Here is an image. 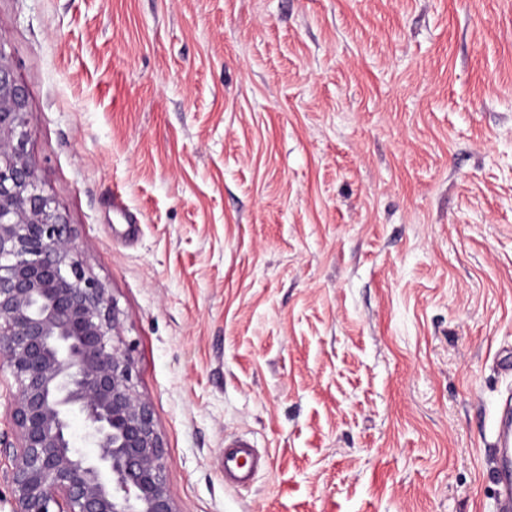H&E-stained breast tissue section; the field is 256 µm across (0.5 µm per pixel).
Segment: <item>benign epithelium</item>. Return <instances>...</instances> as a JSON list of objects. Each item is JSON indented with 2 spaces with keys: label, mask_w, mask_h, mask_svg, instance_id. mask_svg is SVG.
Segmentation results:
<instances>
[{
  "label": "benign epithelium",
  "mask_w": 512,
  "mask_h": 512,
  "mask_svg": "<svg viewBox=\"0 0 512 512\" xmlns=\"http://www.w3.org/2000/svg\"><path fill=\"white\" fill-rule=\"evenodd\" d=\"M25 102L0 45V368L18 384L14 512H177L117 305L86 275L69 225L38 185ZM77 417L92 455L76 446Z\"/></svg>",
  "instance_id": "obj_1"
}]
</instances>
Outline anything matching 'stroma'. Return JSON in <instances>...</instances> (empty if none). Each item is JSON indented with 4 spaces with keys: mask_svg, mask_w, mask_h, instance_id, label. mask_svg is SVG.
I'll list each match as a JSON object with an SVG mask.
<instances>
[{
    "mask_svg": "<svg viewBox=\"0 0 512 512\" xmlns=\"http://www.w3.org/2000/svg\"><path fill=\"white\" fill-rule=\"evenodd\" d=\"M0 47L177 512H489L512 0H0ZM224 483L247 485L261 465V456L256 453L253 443L246 438L224 442Z\"/></svg>",
    "mask_w": 512,
    "mask_h": 512,
    "instance_id": "stroma-1",
    "label": "stroma"
}]
</instances>
